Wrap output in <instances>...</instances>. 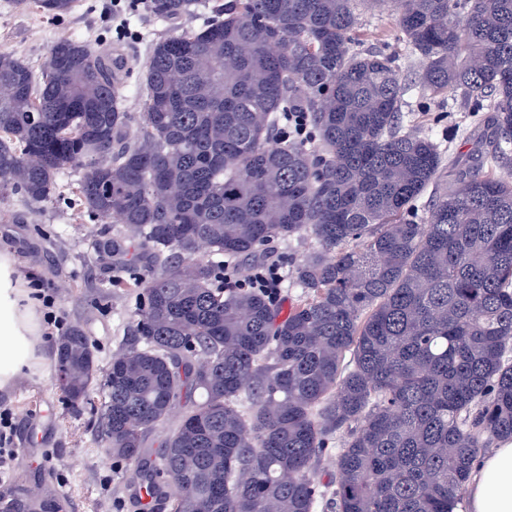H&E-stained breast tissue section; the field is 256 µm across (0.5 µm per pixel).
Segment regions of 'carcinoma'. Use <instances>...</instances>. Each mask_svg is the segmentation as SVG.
<instances>
[{
  "instance_id": "cac0c4a2",
  "label": "carcinoma",
  "mask_w": 512,
  "mask_h": 512,
  "mask_svg": "<svg viewBox=\"0 0 512 512\" xmlns=\"http://www.w3.org/2000/svg\"><path fill=\"white\" fill-rule=\"evenodd\" d=\"M366 2L391 7L421 86L494 113L475 153L446 164L403 128L395 58L355 46ZM147 8L205 17L153 41L133 138L123 81L88 42L55 43L38 73L0 51V196L40 203L82 169L79 206L124 225L112 287L138 295L104 374L80 327L61 337L62 398L168 512H457L485 449L512 440V0ZM287 112L310 140L282 135ZM307 237L289 314L224 286V258ZM337 441L330 487L316 470Z\"/></svg>"
}]
</instances>
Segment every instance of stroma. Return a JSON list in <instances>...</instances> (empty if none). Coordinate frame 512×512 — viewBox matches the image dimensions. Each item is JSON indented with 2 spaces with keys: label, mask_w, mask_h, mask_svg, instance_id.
<instances>
[{
  "label": "stroma",
  "mask_w": 512,
  "mask_h": 512,
  "mask_svg": "<svg viewBox=\"0 0 512 512\" xmlns=\"http://www.w3.org/2000/svg\"><path fill=\"white\" fill-rule=\"evenodd\" d=\"M201 22L198 13L175 21L156 19L145 0H121L116 7L110 0H76L72 13L55 19L34 9H15L13 0H0V51L16 52L38 70L56 41L75 37L118 57L127 88L125 110L135 130L143 112V71L153 40ZM356 32L362 49L396 57L408 88L405 121L439 141L447 154L474 148L476 141L468 133L482 125L484 113L422 90L417 62L407 56L388 12L361 8ZM80 177V170L65 169L57 178L56 194L38 204L18 191L0 199V250H9L21 281L54 300L53 312L62 324L42 325V337L55 341L64 328L80 325L104 368L131 335L136 292L110 285L116 270L98 243L122 227L100 223L74 205L71 189ZM55 374L49 350L29 360L12 387L0 391V407L12 414L20 450L9 467L0 468V496L16 487L39 495L53 489L69 502L64 512H141L120 463L104 452L87 415H76L62 400ZM32 421L44 424L46 431L26 455L25 425Z\"/></svg>",
  "instance_id": "35a3bbf8"
}]
</instances>
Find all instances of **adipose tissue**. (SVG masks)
<instances>
[{"label":"adipose tissue","instance_id":"adipose-tissue-1","mask_svg":"<svg viewBox=\"0 0 512 512\" xmlns=\"http://www.w3.org/2000/svg\"><path fill=\"white\" fill-rule=\"evenodd\" d=\"M37 301L0 252V390L8 388L40 342ZM468 512H512V440L479 461L467 484Z\"/></svg>","mask_w":512,"mask_h":512}]
</instances>
